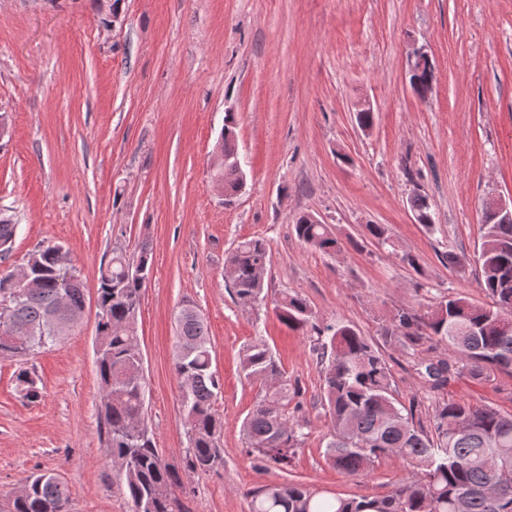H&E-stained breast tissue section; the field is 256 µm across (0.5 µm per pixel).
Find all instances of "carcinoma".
Masks as SVG:
<instances>
[{"mask_svg": "<svg viewBox=\"0 0 512 512\" xmlns=\"http://www.w3.org/2000/svg\"><path fill=\"white\" fill-rule=\"evenodd\" d=\"M414 92L422 99L431 91L434 63L428 61L412 75ZM236 119L224 117L218 149V181L225 195L237 193L243 170L229 155L236 143ZM415 220L434 226L431 203L419 190L409 197ZM298 239L325 255L340 250L331 227L310 214L297 217ZM483 235L478 253L483 288L489 302L476 304L450 295L433 309L399 312L382 328L387 344L403 348L431 342L448 346V357L423 358L418 367L433 389H442L466 373L489 381L497 373H512V222L483 211ZM17 225L0 215V255L10 251ZM138 264L141 275L126 274ZM270 262L266 243L245 239L225 259L233 274L228 285L238 305L253 309L266 299L264 275ZM66 256L47 246L30 257L26 279L0 277V354L19 361L56 343L51 317L72 325L84 308L81 280L64 271ZM151 272L149 246L139 255L121 250L100 267L96 363L102 401L100 430L107 457L122 480L132 512H184L176 495L181 478L175 466L159 455L147 424L146 382L137 341L136 318ZM283 322L310 333L323 366L324 406L333 432L325 456L337 471L365 476L375 462L399 458L417 472L389 493L375 497L320 498L300 483L267 484L248 493L250 512H512V492L499 496L493 486L512 485V414L458 401L435 408L429 426L415 420V405L400 404L393 395L392 375L377 344L343 321L318 322L307 302L296 293L279 300ZM466 328L455 335L457 326ZM178 342L174 370L190 438L186 467L210 471L224 463L219 441L223 420L214 399L222 383L212 368L208 327L193 307L177 317ZM245 377L262 385L252 410L242 423L247 455L286 469L304 441L302 426L290 423L288 379L271 350L261 340L252 343L242 361ZM16 389L27 402L41 397L37 381L26 369L15 376ZM67 486L53 473L28 476L9 500L8 512H68Z\"/></svg>", "mask_w": 512, "mask_h": 512, "instance_id": "1", "label": "carcinoma"}]
</instances>
